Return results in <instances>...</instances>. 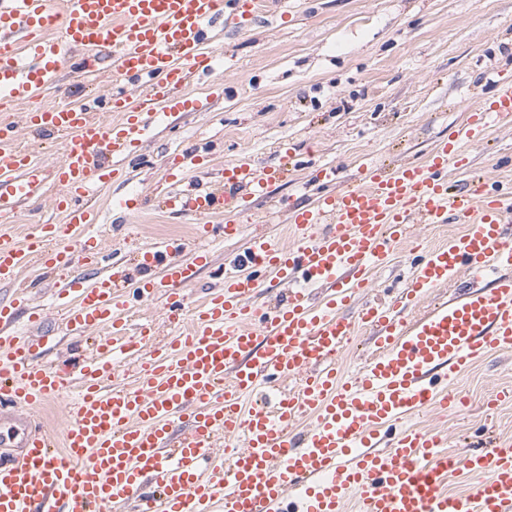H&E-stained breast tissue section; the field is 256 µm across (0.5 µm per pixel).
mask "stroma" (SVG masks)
<instances>
[{
    "instance_id": "obj_1",
    "label": "stroma",
    "mask_w": 512,
    "mask_h": 512,
    "mask_svg": "<svg viewBox=\"0 0 512 512\" xmlns=\"http://www.w3.org/2000/svg\"><path fill=\"white\" fill-rule=\"evenodd\" d=\"M288 2L286 17L220 38L213 46L223 58L216 84L187 88L203 102V110L153 127L139 147L142 161L127 165L91 197L102 247L118 253L128 268H135L138 249L156 240L181 239L186 245L178 256L182 262L191 261L200 244L193 217L157 207V197L168 188L164 163L176 155H197L201 167L215 172L244 152L263 165L278 166L283 156H292L291 176L274 182L271 192L309 204L315 199L309 186L312 163L339 166L341 180L350 181L367 158L389 165L425 160L437 140L465 121L488 73L512 66V0ZM111 86V72L89 84L68 71L45 91L41 103H78ZM509 153L512 127H492L472 148L470 168L452 174L450 184L462 187L475 175L512 180V169L493 166L496 157ZM55 192L44 187L23 204L10 229L15 238H22L28 224L63 223V214L51 206ZM132 194L143 199L139 213L113 208V199ZM238 220L240 234L212 243V267L200 270L189 285L194 303L220 288L216 267L246 251L254 235L291 241L285 221L255 224L246 213ZM462 230L459 224L413 225L410 241L398 244L388 263L375 270L374 286L362 301L386 300V287L400 285L411 246L441 245ZM108 272L104 265L80 266L71 273L33 267L18 284L0 283V301L11 300L24 285L30 304L46 305L71 276L90 284ZM96 336L93 330L74 334L59 317H51L45 358L66 361ZM450 387L470 397L467 411L443 415L430 407L413 418V425L447 432L452 454L479 447L491 427L502 439H512V401L499 403L494 412L485 410L488 397L512 388V353L486 358Z\"/></svg>"
}]
</instances>
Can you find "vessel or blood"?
Instances as JSON below:
<instances>
[{
    "label": "vessel or blood",
    "instance_id": "vessel-or-blood-1",
    "mask_svg": "<svg viewBox=\"0 0 512 512\" xmlns=\"http://www.w3.org/2000/svg\"><path fill=\"white\" fill-rule=\"evenodd\" d=\"M276 4L0 0V110L38 97L66 69L94 76L108 61L115 81L109 97L0 122V221L46 182L57 186L51 205L66 218L28 225L21 242L0 234L1 283L35 263H93L95 213L86 196L117 175L162 115L200 109L184 90L217 69L207 50L215 29H241ZM490 86L423 163L388 170L369 160L355 185L337 183L335 166H317L316 203L272 204L286 213L292 243L254 236L225 267L223 292L197 311L183 288L211 252L201 247L192 262H177L185 247L178 239L142 248L140 267L162 270L152 280L126 270L89 286L74 278L57 297L67 328L107 330L75 366L35 363L44 308L23 293L0 302V406L35 411L56 401L72 415L52 432L0 429L1 447L21 449L0 456V512H512V453H502L499 438L456 459L446 433L405 423L427 406L456 408L449 383L457 373L512 350V184L477 178L448 190L449 169L469 166L466 146L512 123V75L499 72ZM106 112L113 120H103ZM23 131L65 139L61 158L33 165L15 146ZM281 176L243 154L225 163L215 188L171 192L163 205L194 217L206 238L209 217L245 211ZM453 220L466 229L448 244L412 247V274L396 302L347 317L410 225ZM463 268L480 280L478 290L405 319V308ZM269 277L284 287L275 303L256 308ZM299 280L324 286L321 300L296 288ZM133 295L163 296L173 335L162 346H149L152 324L124 318ZM21 314L36 329L23 341L10 332ZM360 325L371 328L377 354L345 376L339 353ZM135 350V383L116 385L120 356ZM303 418L311 426L297 429ZM459 466L482 476L476 493L444 491Z\"/></svg>",
    "mask_w": 512,
    "mask_h": 512
}]
</instances>
